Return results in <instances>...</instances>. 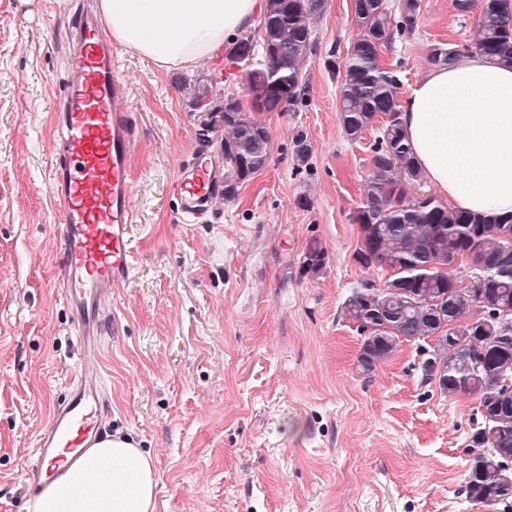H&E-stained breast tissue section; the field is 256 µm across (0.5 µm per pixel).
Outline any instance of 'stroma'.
I'll return each mask as SVG.
<instances>
[{"mask_svg": "<svg viewBox=\"0 0 512 512\" xmlns=\"http://www.w3.org/2000/svg\"><path fill=\"white\" fill-rule=\"evenodd\" d=\"M89 6L0 0V512H27L24 475L74 363L46 183L67 34ZM475 24L454 0H420L418 30L380 60L409 91L431 46L469 45ZM313 33L303 106L266 115L268 165L204 224L182 223L173 193L208 118L195 88L245 98V67L222 50L164 74L121 52L140 126L139 263L103 343L111 433L149 453L155 512H490L462 493L473 398L423 383L416 344L371 374L357 367L363 338L345 304L367 272L351 217L377 131L352 142L339 122L351 0H326ZM299 130L305 170L291 156ZM313 241L325 252L315 273L303 267ZM291 155L294 165L298 169L307 167L312 155V146L308 140V136L303 131H297L292 138Z\"/></svg>", "mask_w": 512, "mask_h": 512, "instance_id": "35a3bbf8", "label": "stroma"}]
</instances>
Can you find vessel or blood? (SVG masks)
Returning a JSON list of instances; mask_svg holds the SVG:
<instances>
[{
	"label": "vessel or blood",
	"mask_w": 512,
	"mask_h": 512,
	"mask_svg": "<svg viewBox=\"0 0 512 512\" xmlns=\"http://www.w3.org/2000/svg\"><path fill=\"white\" fill-rule=\"evenodd\" d=\"M73 49L59 95L49 194L61 212L56 286L78 341L67 398L57 404L31 466L35 477L63 475L109 432L102 347L114 323L116 292L134 263L131 246L139 127L129 106L132 87L120 75L111 42L94 15L75 22ZM223 165L207 149L184 161L176 181L178 213L188 223L212 215L221 197Z\"/></svg>",
	"instance_id": "b4317fda"
}]
</instances>
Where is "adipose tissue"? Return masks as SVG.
Segmentation results:
<instances>
[{
    "mask_svg": "<svg viewBox=\"0 0 512 512\" xmlns=\"http://www.w3.org/2000/svg\"><path fill=\"white\" fill-rule=\"evenodd\" d=\"M258 0H99L114 42L158 70L190 68L249 27ZM407 142L459 210L512 213V67L479 54L430 71L399 105ZM157 475L132 440L90 449L27 503L28 512H153Z\"/></svg>",
    "mask_w": 512,
    "mask_h": 512,
    "instance_id": "adipose-tissue-1",
    "label": "adipose tissue"
}]
</instances>
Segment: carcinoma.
I'll list each match as a JSON object with an SVG mask.
<instances>
[{
  "label": "carcinoma",
  "instance_id": "carcinoma-1",
  "mask_svg": "<svg viewBox=\"0 0 512 512\" xmlns=\"http://www.w3.org/2000/svg\"><path fill=\"white\" fill-rule=\"evenodd\" d=\"M509 0H462L467 15L477 11L474 49L512 66V12ZM326 0H281L265 13L261 39L265 61L247 74L256 103L241 108L224 98V125L218 129L224 151V198L264 169L271 139L264 115L290 112L302 103L307 63L315 49L312 20ZM358 30L348 47L339 85V119L348 139L357 141L376 126L361 202L352 215L358 225L357 262L386 273L383 287L366 279L354 289L345 313L365 334L359 370L373 373L406 343L432 341L428 352L438 369L422 368V380L443 397L471 394L480 422L469 435L472 458L464 475L466 498L487 506L512 507V214L458 211L435 196L413 197L403 177L423 179L398 121L402 85L399 72L379 61V49L418 28L419 0H352ZM249 34L228 51L235 62L254 55ZM460 50L434 44L433 67L451 63ZM291 155L301 169L312 146L298 131ZM485 269L467 268L469 258ZM324 251L312 242L304 267L316 271Z\"/></svg>",
  "mask_w": 512,
  "mask_h": 512
}]
</instances>
